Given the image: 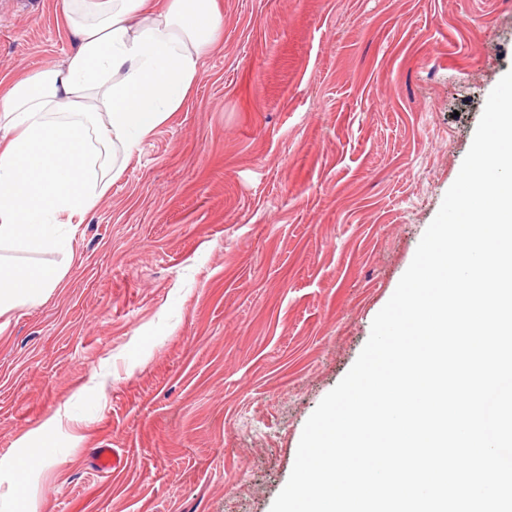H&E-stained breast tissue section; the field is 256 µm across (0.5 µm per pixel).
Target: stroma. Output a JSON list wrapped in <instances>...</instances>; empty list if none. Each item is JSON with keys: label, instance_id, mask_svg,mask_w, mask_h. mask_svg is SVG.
Returning a JSON list of instances; mask_svg holds the SVG:
<instances>
[{"label": "stroma", "instance_id": "obj_1", "mask_svg": "<svg viewBox=\"0 0 512 512\" xmlns=\"http://www.w3.org/2000/svg\"><path fill=\"white\" fill-rule=\"evenodd\" d=\"M219 4L192 95L72 256L14 255L69 270L0 330V512H270L512 69V0ZM74 48L62 0H0V78ZM49 434L44 432L39 436L29 437L24 445L27 448V454L25 460L17 463L15 473L17 474L19 481L13 487V494L17 498H24L26 496V481L28 476L38 470H41L50 463V458L46 452L48 444ZM40 457L39 463L35 465H27L26 462L29 458L34 455ZM120 456L113 448L92 449L91 463L93 469L99 473H109L121 465Z\"/></svg>", "mask_w": 512, "mask_h": 512}]
</instances>
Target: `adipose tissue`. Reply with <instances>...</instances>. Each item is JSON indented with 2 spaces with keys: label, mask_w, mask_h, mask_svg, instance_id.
<instances>
[{
  "label": "adipose tissue",
  "mask_w": 512,
  "mask_h": 512,
  "mask_svg": "<svg viewBox=\"0 0 512 512\" xmlns=\"http://www.w3.org/2000/svg\"><path fill=\"white\" fill-rule=\"evenodd\" d=\"M63 62L0 85V317L46 300L68 268L5 250L71 252L139 144L180 111L218 42V0H63Z\"/></svg>",
  "instance_id": "adipose-tissue-1"
}]
</instances>
